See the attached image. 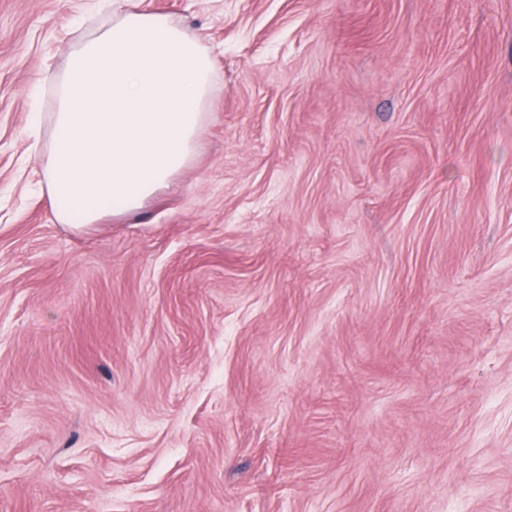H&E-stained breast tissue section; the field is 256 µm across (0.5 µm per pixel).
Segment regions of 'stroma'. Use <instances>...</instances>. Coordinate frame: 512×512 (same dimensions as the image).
Returning a JSON list of instances; mask_svg holds the SVG:
<instances>
[{"label":"stroma","instance_id":"stroma-1","mask_svg":"<svg viewBox=\"0 0 512 512\" xmlns=\"http://www.w3.org/2000/svg\"><path fill=\"white\" fill-rule=\"evenodd\" d=\"M195 160L74 228L39 85L109 0H0V512H512V0H133Z\"/></svg>","mask_w":512,"mask_h":512}]
</instances>
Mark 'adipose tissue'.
<instances>
[{"mask_svg":"<svg viewBox=\"0 0 512 512\" xmlns=\"http://www.w3.org/2000/svg\"><path fill=\"white\" fill-rule=\"evenodd\" d=\"M216 79L208 49L172 16L113 0L56 74L45 184L59 223L142 209L195 159Z\"/></svg>","mask_w":512,"mask_h":512,"instance_id":"adipose-tissue-1","label":"adipose tissue"}]
</instances>
